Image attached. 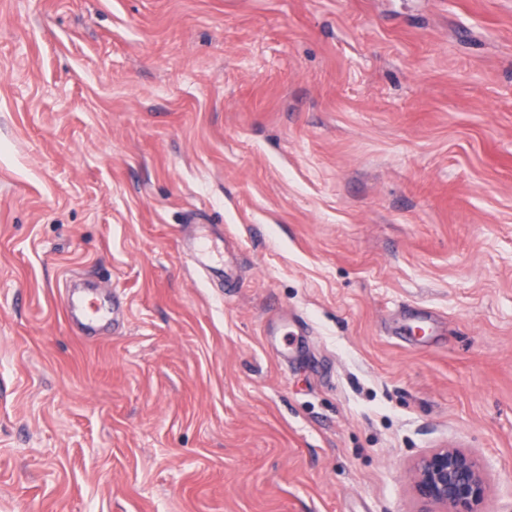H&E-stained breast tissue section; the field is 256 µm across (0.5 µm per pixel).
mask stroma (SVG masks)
<instances>
[{"mask_svg": "<svg viewBox=\"0 0 512 512\" xmlns=\"http://www.w3.org/2000/svg\"><path fill=\"white\" fill-rule=\"evenodd\" d=\"M446 447L512 512V0H0V512H413ZM186 254L196 267L208 269L212 268L213 265H222L224 267V280L225 274L227 277H231V274L228 275L225 269L224 247L212 238L205 224L198 225L191 249L186 251ZM66 307L72 321L81 327H93L111 319L113 322L116 314L115 305L110 309L95 303L94 300H89L79 288L68 289Z\"/></svg>", "mask_w": 512, "mask_h": 512, "instance_id": "35a3bbf8", "label": "stroma"}]
</instances>
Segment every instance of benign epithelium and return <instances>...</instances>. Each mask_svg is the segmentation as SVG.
Instances as JSON below:
<instances>
[{"instance_id": "obj_1", "label": "benign epithelium", "mask_w": 512, "mask_h": 512, "mask_svg": "<svg viewBox=\"0 0 512 512\" xmlns=\"http://www.w3.org/2000/svg\"><path fill=\"white\" fill-rule=\"evenodd\" d=\"M416 512H483L487 478L483 464L460 448L424 455L411 475Z\"/></svg>"}]
</instances>
